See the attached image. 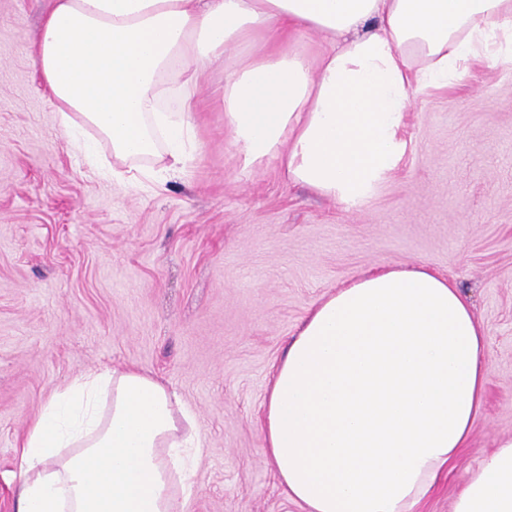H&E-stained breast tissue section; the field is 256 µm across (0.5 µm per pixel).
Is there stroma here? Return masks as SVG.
<instances>
[{
    "label": "stroma",
    "instance_id": "1",
    "mask_svg": "<svg viewBox=\"0 0 512 512\" xmlns=\"http://www.w3.org/2000/svg\"><path fill=\"white\" fill-rule=\"evenodd\" d=\"M51 0H0V512L16 446L59 388L104 365L155 373L202 452L187 512H304L263 455L274 365L313 303L361 273L422 265L468 295L485 333V402L419 512H452L512 437V67L412 91L398 170L347 205L247 162L200 78L179 172L164 184L92 167L32 63Z\"/></svg>",
    "mask_w": 512,
    "mask_h": 512
}]
</instances>
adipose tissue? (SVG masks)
Here are the masks:
<instances>
[{"instance_id":"obj_1","label":"adipose tissue","mask_w":512,"mask_h":512,"mask_svg":"<svg viewBox=\"0 0 512 512\" xmlns=\"http://www.w3.org/2000/svg\"><path fill=\"white\" fill-rule=\"evenodd\" d=\"M325 43L318 61L291 44ZM266 47L232 62L233 44ZM32 61L60 117L115 160L184 154L189 89L224 67V122L244 156L343 203L398 168L411 88L478 62L512 65V0H54ZM180 109L160 108L171 86ZM485 337L467 298L428 269L368 271L314 303L274 367L263 453L305 512H416L482 407ZM202 444L166 384L128 366L85 372L20 444L15 512H183ZM452 512H512V438L472 470Z\"/></svg>"}]
</instances>
